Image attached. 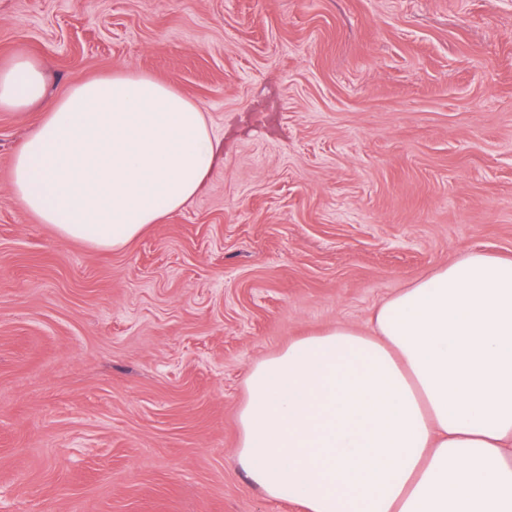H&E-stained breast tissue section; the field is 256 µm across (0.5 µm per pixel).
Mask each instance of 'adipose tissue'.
I'll use <instances>...</instances> for the list:
<instances>
[{
	"label": "adipose tissue",
	"mask_w": 512,
	"mask_h": 512,
	"mask_svg": "<svg viewBox=\"0 0 512 512\" xmlns=\"http://www.w3.org/2000/svg\"><path fill=\"white\" fill-rule=\"evenodd\" d=\"M44 108L13 152L11 196L66 239L118 251L183 208L217 162L203 109L147 75L47 92L40 61L0 66V110ZM237 462L304 512H512V257L474 249L255 364Z\"/></svg>",
	"instance_id": "obj_1"
}]
</instances>
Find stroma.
Segmentation results:
<instances>
[{
	"mask_svg": "<svg viewBox=\"0 0 512 512\" xmlns=\"http://www.w3.org/2000/svg\"><path fill=\"white\" fill-rule=\"evenodd\" d=\"M17 56L52 93L154 77L220 160L102 251L11 200L42 110L0 111V512H302L237 464L245 379L469 250L512 257V0H0Z\"/></svg>",
	"mask_w": 512,
	"mask_h": 512,
	"instance_id": "obj_1",
	"label": "stroma"
}]
</instances>
